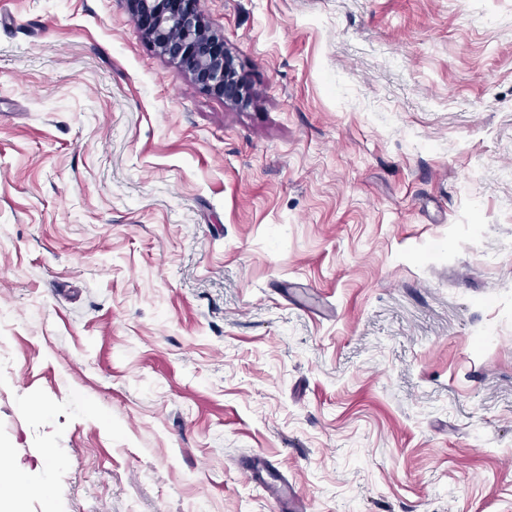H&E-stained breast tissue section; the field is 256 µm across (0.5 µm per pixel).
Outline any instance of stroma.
<instances>
[{
    "label": "stroma",
    "instance_id": "stroma-1",
    "mask_svg": "<svg viewBox=\"0 0 512 512\" xmlns=\"http://www.w3.org/2000/svg\"><path fill=\"white\" fill-rule=\"evenodd\" d=\"M0 0L21 512H512V0ZM131 17L139 26L148 21L145 36L159 52L208 91L237 105L248 103L247 87L237 75L233 59L212 47L199 14L197 0H128ZM142 29V27H141ZM244 470L245 476L250 483L262 488H271V482L269 481L271 478V466L265 457L255 455L246 462Z\"/></svg>",
    "mask_w": 512,
    "mask_h": 512
}]
</instances>
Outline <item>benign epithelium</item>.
<instances>
[{"label": "benign epithelium", "instance_id": "1", "mask_svg": "<svg viewBox=\"0 0 512 512\" xmlns=\"http://www.w3.org/2000/svg\"><path fill=\"white\" fill-rule=\"evenodd\" d=\"M137 25L148 21L145 36L159 52L187 70L207 90L237 105L248 103L247 87L233 59L212 47L197 0H128Z\"/></svg>", "mask_w": 512, "mask_h": 512}]
</instances>
